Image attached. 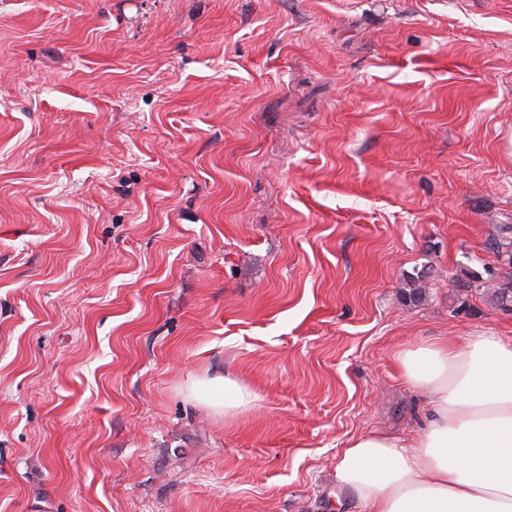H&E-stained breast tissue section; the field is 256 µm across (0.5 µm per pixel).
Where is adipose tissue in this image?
Returning a JSON list of instances; mask_svg holds the SVG:
<instances>
[{
	"instance_id": "ef3b65f1",
	"label": "adipose tissue",
	"mask_w": 512,
	"mask_h": 512,
	"mask_svg": "<svg viewBox=\"0 0 512 512\" xmlns=\"http://www.w3.org/2000/svg\"><path fill=\"white\" fill-rule=\"evenodd\" d=\"M428 406L412 435L369 431L336 457L334 478L367 512H512V340L439 339L397 354ZM192 402L231 415L254 394L224 376L193 378Z\"/></svg>"
}]
</instances>
